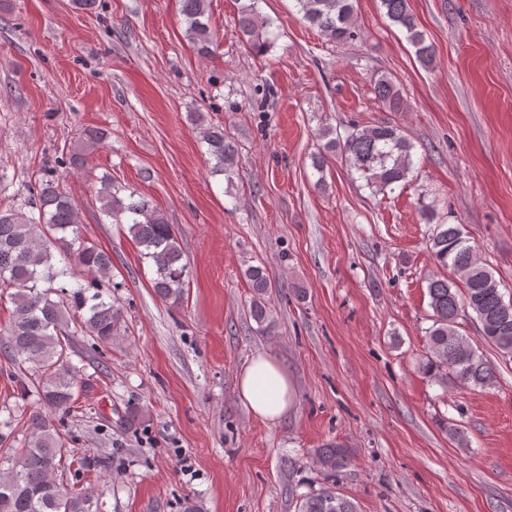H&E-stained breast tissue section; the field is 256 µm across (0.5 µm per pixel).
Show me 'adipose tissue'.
<instances>
[{"label":"adipose tissue","instance_id":"obj_1","mask_svg":"<svg viewBox=\"0 0 512 512\" xmlns=\"http://www.w3.org/2000/svg\"><path fill=\"white\" fill-rule=\"evenodd\" d=\"M238 393L251 414L265 422L283 417L294 401V385L287 372L272 357L252 358L237 382Z\"/></svg>","mask_w":512,"mask_h":512}]
</instances>
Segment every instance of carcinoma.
<instances>
[{"mask_svg":"<svg viewBox=\"0 0 512 512\" xmlns=\"http://www.w3.org/2000/svg\"><path fill=\"white\" fill-rule=\"evenodd\" d=\"M186 32L201 57L212 52L215 33L207 15V0H181ZM299 13L329 41L347 43L357 37L355 0H295ZM258 0L240 7L237 34L257 55L266 52L268 22L261 18ZM385 15L405 30L423 64L435 52L426 43L408 0H380ZM373 92L389 111L403 109L400 90L381 76ZM200 126L207 146L210 173L230 175L238 165L234 142L224 128L204 123L200 112L190 113ZM106 137L99 129L85 130L69 153L74 167H83ZM322 151L312 166L323 173L328 155L341 151L350 168L379 193L394 191L407 182L413 164V143L402 130L386 121L355 126L342 139L326 128ZM100 211L113 224L129 225L141 247L140 255L154 267L153 288L165 300H182L189 272L173 226L143 196L120 189L103 178ZM434 261L451 275L432 277L427 292L432 324L426 331L423 371L445 386L453 378L473 388L497 382L496 370L480 348L457 330L458 319L471 311L481 324L482 340L503 356L512 357V301L505 302L501 283L479 259L475 247L458 224H438L431 238ZM112 255L85 240L76 207L59 183L50 179L24 206L0 211V297L12 304L8 323L0 329V350L18 366L28 363L34 376L36 405L24 413L23 446L0 456V512H100L90 488L76 489L63 482L70 449L62 432L63 417L74 411L77 367L72 363L69 327H81L101 343L120 332L123 316L104 289L110 287ZM253 296L250 316L260 333L272 328L267 301L269 278L260 266L247 269ZM348 449L334 442L315 449L314 463L323 477L317 489L298 496L297 512H359L357 503L337 491L350 464Z\"/></svg>","mask_w":512,"mask_h":512,"instance_id":"cac0c4a2","label":"carcinoma"}]
</instances>
